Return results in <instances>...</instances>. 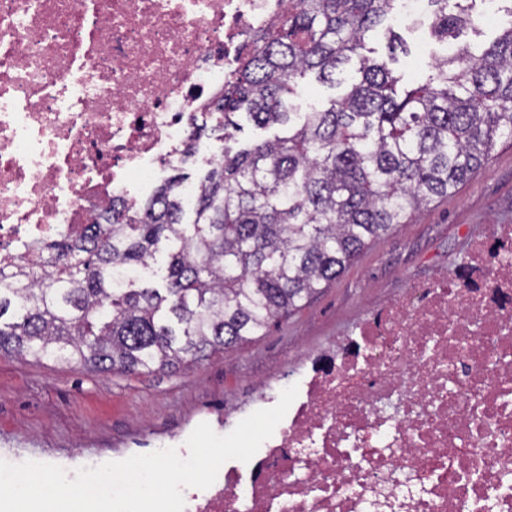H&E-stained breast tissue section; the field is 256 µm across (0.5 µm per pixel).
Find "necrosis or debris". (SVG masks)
I'll list each match as a JSON object with an SVG mask.
<instances>
[{"mask_svg":"<svg viewBox=\"0 0 512 512\" xmlns=\"http://www.w3.org/2000/svg\"><path fill=\"white\" fill-rule=\"evenodd\" d=\"M283 0H0V263L150 197ZM314 359L184 512H512V225Z\"/></svg>","mask_w":512,"mask_h":512,"instance_id":"necrosis-or-debris-1","label":"necrosis or debris"}]
</instances>
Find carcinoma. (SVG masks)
I'll list each match as a JSON object with an SVG mask.
<instances>
[{
    "instance_id": "obj_1",
    "label": "carcinoma",
    "mask_w": 512,
    "mask_h": 512,
    "mask_svg": "<svg viewBox=\"0 0 512 512\" xmlns=\"http://www.w3.org/2000/svg\"><path fill=\"white\" fill-rule=\"evenodd\" d=\"M285 2L212 111L224 142L236 114L288 134L224 145L188 223L175 175L138 207H112L91 234L0 267L1 355L136 375L249 343L512 141V25L477 54L464 46L434 60L424 83L399 92L389 66L399 0ZM478 3L429 0L434 36L458 37ZM378 26L388 59L363 58L328 107L290 111L299 79L336 83Z\"/></svg>"
}]
</instances>
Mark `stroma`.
<instances>
[{
	"instance_id": "35a3bbf8",
	"label": "stroma",
	"mask_w": 512,
	"mask_h": 512,
	"mask_svg": "<svg viewBox=\"0 0 512 512\" xmlns=\"http://www.w3.org/2000/svg\"><path fill=\"white\" fill-rule=\"evenodd\" d=\"M481 16L458 38L438 41L428 26L398 27L407 54L392 67L403 83H423L432 58L492 41L512 22L506 0H484ZM361 66L352 56L335 85L307 75L293 111L328 106ZM512 224V146L435 199L409 223L375 241L300 311L251 343L190 367L141 375L101 373L53 361L0 356V455L52 462L77 455L122 460L190 435L200 423L235 428L277 381L304 372L313 352L355 336L368 310L387 306L416 281L469 262L490 225Z\"/></svg>"
}]
</instances>
